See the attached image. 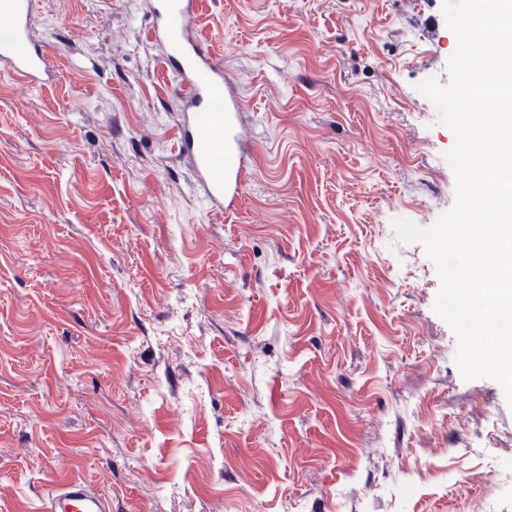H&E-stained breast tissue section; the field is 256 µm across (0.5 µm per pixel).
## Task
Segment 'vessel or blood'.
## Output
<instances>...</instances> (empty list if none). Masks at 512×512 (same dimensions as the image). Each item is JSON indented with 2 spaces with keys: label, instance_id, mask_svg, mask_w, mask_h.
Listing matches in <instances>:
<instances>
[{
  "label": "vessel or blood",
  "instance_id": "obj_1",
  "mask_svg": "<svg viewBox=\"0 0 512 512\" xmlns=\"http://www.w3.org/2000/svg\"><path fill=\"white\" fill-rule=\"evenodd\" d=\"M199 0H152L151 36L165 44L178 76L183 103L180 150L188 156L215 213L231 210L245 185L247 171L239 121L242 103L224 85V69L192 27ZM0 71L31 87L54 80L56 70L35 32L31 0H0ZM42 512H110L109 502L85 482L71 479L55 486Z\"/></svg>",
  "mask_w": 512,
  "mask_h": 512
}]
</instances>
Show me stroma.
<instances>
[{
    "label": "stroma",
    "mask_w": 512,
    "mask_h": 512,
    "mask_svg": "<svg viewBox=\"0 0 512 512\" xmlns=\"http://www.w3.org/2000/svg\"><path fill=\"white\" fill-rule=\"evenodd\" d=\"M58 75L0 72V512H512V406L464 380L392 222L455 198L443 0H203L243 104L204 202L149 0H34ZM41 509L43 512H110L108 500L77 479L55 486Z\"/></svg>",
    "instance_id": "obj_1"
}]
</instances>
